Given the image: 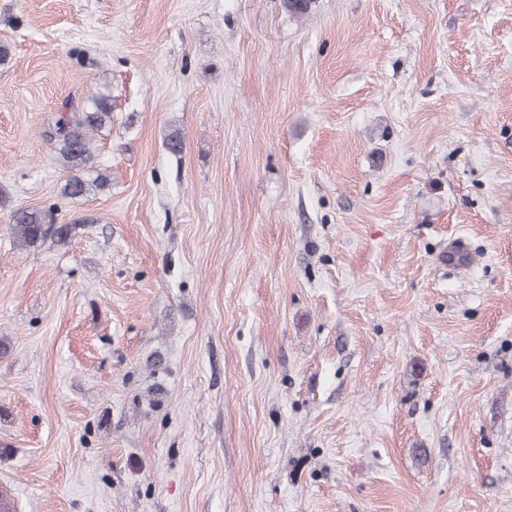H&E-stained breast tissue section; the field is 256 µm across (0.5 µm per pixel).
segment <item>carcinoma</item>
<instances>
[{"mask_svg": "<svg viewBox=\"0 0 512 512\" xmlns=\"http://www.w3.org/2000/svg\"><path fill=\"white\" fill-rule=\"evenodd\" d=\"M112 123V93L109 90L92 96L81 110L64 112L55 124L52 138L57 145L58 160L70 172L61 187L64 198L76 200L89 196L95 190L103 189L108 178L99 172L93 178L84 175L91 164L92 133ZM11 227L15 241L24 248H38L46 240L66 243L71 237L73 226L55 221V206L47 209H25L16 211Z\"/></svg>", "mask_w": 512, "mask_h": 512, "instance_id": "carcinoma-1", "label": "carcinoma"}]
</instances>
